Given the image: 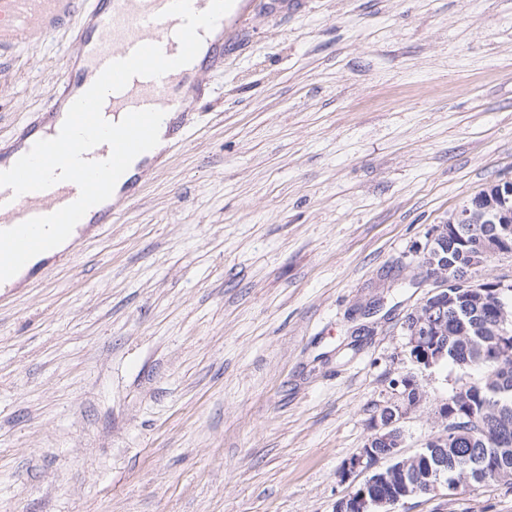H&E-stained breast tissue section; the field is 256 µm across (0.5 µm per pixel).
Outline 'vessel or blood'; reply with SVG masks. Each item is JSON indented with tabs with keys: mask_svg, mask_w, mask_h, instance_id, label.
<instances>
[{
	"mask_svg": "<svg viewBox=\"0 0 512 512\" xmlns=\"http://www.w3.org/2000/svg\"><path fill=\"white\" fill-rule=\"evenodd\" d=\"M170 0H0V55L21 50L35 36H52L70 30L76 49L66 59L57 94L38 112L31 113L10 139L0 142V171L9 169L41 139L55 137L71 104L86 92L112 61L123 59L143 44L158 45L166 56H176L180 44L179 18L165 16ZM207 48L188 65L158 78L134 77L107 98L110 112L155 108L165 113V142L155 147V157L184 144L190 117L197 112L205 74L224 68V27L216 25L205 35ZM139 175H131L113 193L85 214L79 225L98 228L115 223L123 207L137 199ZM79 196L76 184L63 181L41 192L14 196L0 188V229L51 214Z\"/></svg>",
	"mask_w": 512,
	"mask_h": 512,
	"instance_id": "obj_1",
	"label": "vessel or blood"
}]
</instances>
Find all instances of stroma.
<instances>
[{"label":"stroma","mask_w":512,"mask_h":512,"mask_svg":"<svg viewBox=\"0 0 512 512\" xmlns=\"http://www.w3.org/2000/svg\"><path fill=\"white\" fill-rule=\"evenodd\" d=\"M190 137L73 263L0 301V512H335L412 362L434 227L512 179V0H267L224 32ZM64 35L0 61V139ZM396 512H512V487Z\"/></svg>","instance_id":"1"}]
</instances>
